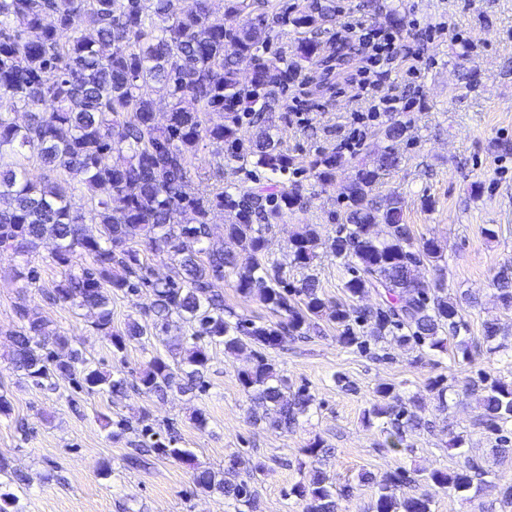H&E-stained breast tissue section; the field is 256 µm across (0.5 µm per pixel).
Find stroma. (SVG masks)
<instances>
[{
	"mask_svg": "<svg viewBox=\"0 0 512 512\" xmlns=\"http://www.w3.org/2000/svg\"><path fill=\"white\" fill-rule=\"evenodd\" d=\"M370 19L399 26L407 64L392 75L395 86L412 98L411 111L402 113L407 136L395 145L398 166L387 172L376 193L399 192L405 199L404 221L415 239L433 238L443 248L439 263L449 294H476L478 304L466 308L472 345L471 357L418 355L390 347V357L375 358L343 348L335 323L320 320L309 338L270 351L269 358L288 380L289 389L307 386L316 404L287 432L254 421L256 408L238 381L252 363L250 352L210 350L206 389L191 394L171 393L165 399L134 391L119 401L105 394H86L65 379L36 387L21 379L10 364L14 307L26 301L36 307L50 330L73 338L92 364L103 370L132 374L151 356L152 344L133 342L113 354L108 337L94 326V313L49 303L45 294L62 279L61 267L51 259L53 244L44 241L32 258L36 284L25 287L15 277L16 263L0 254V385L11 395L12 412L0 415V460L26 474L27 488L18 490L21 512H234L230 501L195 487V469L222 471L240 457L264 463L255 474L254 505L250 512H303L290 488L302 480L299 464L314 439L333 447L328 469L337 481L354 486L340 512H373L376 488L361 483V473L379 474L399 467L410 470L458 466L453 436L464 435L470 454L489 457L495 436L481 424V410L464 393L466 382L479 371L512 383V358L490 357L482 338L485 321L497 320L512 344V309L502 307L494 289L498 274L512 269V0H380ZM447 23L449 35L428 33L429 25ZM462 38H455V31ZM354 89L338 83L323 94L291 85L289 97L298 98L306 121L288 116L279 123L281 146L300 161L316 151L334 150L347 132L353 113L367 112V102L353 101ZM482 186L473 194V183ZM302 209L284 214L272 224L268 237L273 259L285 265L291 280L304 272L291 263L288 240L306 224L322 237L334 236L335 212L342 206L337 191L300 178ZM494 228L487 237L486 228ZM347 378L338 385L336 375ZM445 376L450 388L448 411L431 428L408 435L400 453L382 448L377 426L366 424L376 388L394 385L403 396L419 394L426 407L434 401L429 379ZM209 418L198 429L196 413ZM148 418L157 431L172 433L178 447L190 449L192 462L151 457L139 469L125 467L135 435L115 441L104 428L103 416ZM108 474H100L99 465ZM512 483V459L496 467L491 483L475 498L439 494L434 512H512L502 499L501 486Z\"/></svg>",
	"mask_w": 512,
	"mask_h": 512,
	"instance_id": "1",
	"label": "stroma"
}]
</instances>
